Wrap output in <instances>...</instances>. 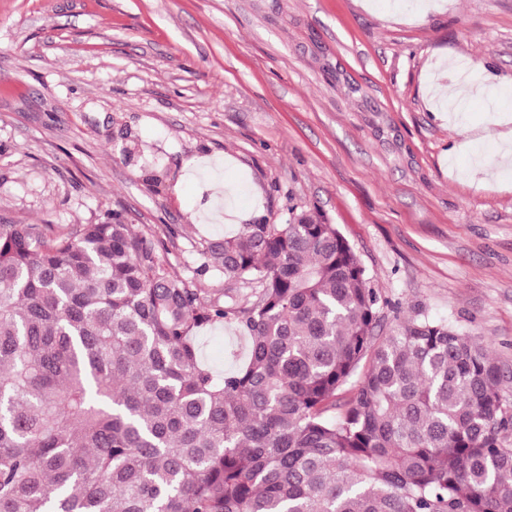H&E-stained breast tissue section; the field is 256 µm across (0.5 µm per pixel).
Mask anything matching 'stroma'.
<instances>
[{"mask_svg":"<svg viewBox=\"0 0 512 512\" xmlns=\"http://www.w3.org/2000/svg\"><path fill=\"white\" fill-rule=\"evenodd\" d=\"M508 92L512 0H0V224L119 214L210 303L207 239L309 209L512 370Z\"/></svg>","mask_w":512,"mask_h":512,"instance_id":"obj_1","label":"stroma"}]
</instances>
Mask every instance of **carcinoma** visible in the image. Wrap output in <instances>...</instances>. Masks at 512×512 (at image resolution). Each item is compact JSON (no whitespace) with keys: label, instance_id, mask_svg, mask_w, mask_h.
<instances>
[{"label":"carcinoma","instance_id":"obj_1","mask_svg":"<svg viewBox=\"0 0 512 512\" xmlns=\"http://www.w3.org/2000/svg\"><path fill=\"white\" fill-rule=\"evenodd\" d=\"M223 304L112 218L0 224V512H512L509 379L422 311L382 324L306 209L211 239ZM232 325L216 374L198 333Z\"/></svg>","mask_w":512,"mask_h":512}]
</instances>
